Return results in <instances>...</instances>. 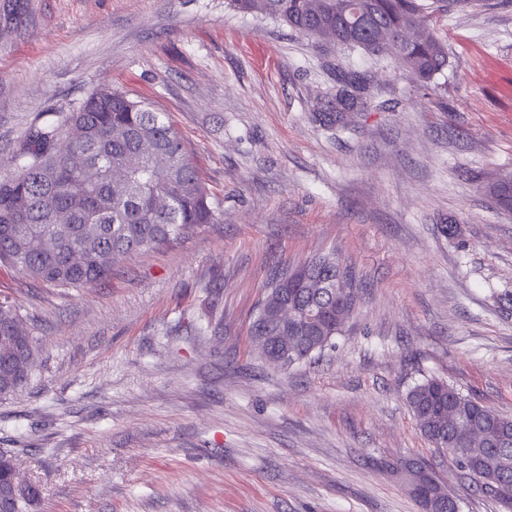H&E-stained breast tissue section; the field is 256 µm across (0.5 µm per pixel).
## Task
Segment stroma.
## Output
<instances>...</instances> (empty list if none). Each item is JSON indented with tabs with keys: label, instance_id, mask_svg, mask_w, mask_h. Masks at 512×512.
Returning a JSON list of instances; mask_svg holds the SVG:
<instances>
[{
	"label": "stroma",
	"instance_id": "stroma-1",
	"mask_svg": "<svg viewBox=\"0 0 512 512\" xmlns=\"http://www.w3.org/2000/svg\"><path fill=\"white\" fill-rule=\"evenodd\" d=\"M426 26L448 65L420 83L228 0H0V171L112 88L163 113L224 209L91 288L0 266L36 349L0 448L42 488L34 512H422L373 465L398 458L499 512L406 396L436 377L512 416V212L488 192L512 179V0ZM340 68L372 98L336 128L317 115ZM332 250L361 285L334 347L265 361L248 326L273 268Z\"/></svg>",
	"mask_w": 512,
	"mask_h": 512
}]
</instances>
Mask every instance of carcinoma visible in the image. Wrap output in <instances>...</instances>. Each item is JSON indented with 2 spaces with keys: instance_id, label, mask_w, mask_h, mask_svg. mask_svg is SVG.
Listing matches in <instances>:
<instances>
[{
  "instance_id": "carcinoma-1",
  "label": "carcinoma",
  "mask_w": 512,
  "mask_h": 512,
  "mask_svg": "<svg viewBox=\"0 0 512 512\" xmlns=\"http://www.w3.org/2000/svg\"><path fill=\"white\" fill-rule=\"evenodd\" d=\"M244 14L281 21L320 43L360 47L395 57L413 78L428 83L448 64V46L422 24L418 0H229ZM369 91L359 72L336 69L335 111L325 123H339L343 113L364 105L356 93ZM19 163L0 171V264L34 280L61 288L96 285L112 274V265L130 253L159 246L199 224L224 217L182 141L161 113L124 92L95 89L72 111L29 129ZM498 206L512 210V182L491 188ZM328 274L340 268L348 285L344 300L336 289L313 296L293 279L296 269ZM288 289V299L321 316L314 339L282 367L310 361L333 345L342 326L341 310L355 308L358 284L350 265L334 254L314 257L297 267L276 268L266 295ZM261 302L249 334L281 332L262 319ZM21 318L0 303V336L11 335ZM12 354L33 356L28 334L20 333ZM408 403L424 437L437 449L457 448L454 456L476 489L498 478L512 485V417L491 410L442 380L427 378L408 393ZM40 492L16 498L9 512H30Z\"/></svg>"
}]
</instances>
